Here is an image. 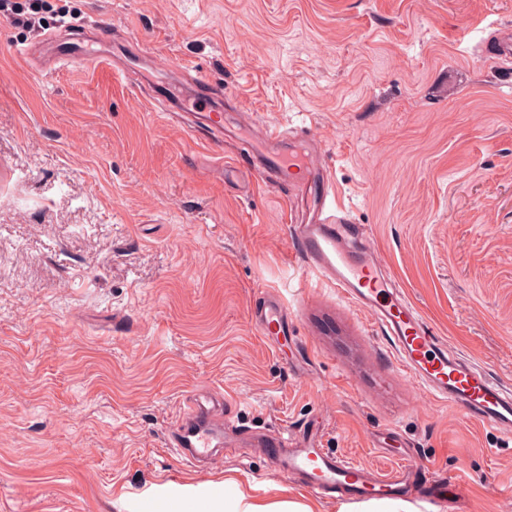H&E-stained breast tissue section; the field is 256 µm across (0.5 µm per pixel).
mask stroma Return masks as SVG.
I'll return each instance as SVG.
<instances>
[{
    "label": "stroma",
    "mask_w": 512,
    "mask_h": 512,
    "mask_svg": "<svg viewBox=\"0 0 512 512\" xmlns=\"http://www.w3.org/2000/svg\"><path fill=\"white\" fill-rule=\"evenodd\" d=\"M0 0V512H155L225 478L337 512L259 456L191 465L193 394L238 433L306 430L385 469L404 451L512 512V433L430 397L370 315L308 280L286 188L225 163L149 96L221 88L225 121L310 131L336 205L450 354L512 389V0ZM84 36L94 68L49 64ZM295 324L252 325L261 293Z\"/></svg>",
    "instance_id": "1"
}]
</instances>
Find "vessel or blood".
Returning a JSON list of instances; mask_svg holds the SVG:
<instances>
[{
    "mask_svg": "<svg viewBox=\"0 0 512 512\" xmlns=\"http://www.w3.org/2000/svg\"><path fill=\"white\" fill-rule=\"evenodd\" d=\"M210 96L208 88H201L182 111L189 115L191 129L207 130L219 139L224 135V124L212 113ZM251 155L276 182L293 189L295 197L313 198L309 212H300L294 204L288 207L307 275L329 282L347 300L367 311L389 336L401 366L431 396L484 426L511 432L512 391L441 348L431 328L419 319L386 274L378 253L358 240L346 214L334 207L335 187L325 168L294 153L284 132L272 126L265 127L261 140L253 142ZM251 320L264 335L291 332V311L274 294L261 297L251 311ZM230 432L221 404L194 403L176 420L168 445L192 463L221 448L232 456L236 450ZM253 441L279 474L319 495L337 494L352 501L416 496V478L422 467L412 457L402 458L395 469L384 470L353 463L323 448L310 434L267 430L256 433Z\"/></svg>",
    "mask_w": 512,
    "mask_h": 512,
    "instance_id": "obj_1",
    "label": "vessel or blood"
}]
</instances>
